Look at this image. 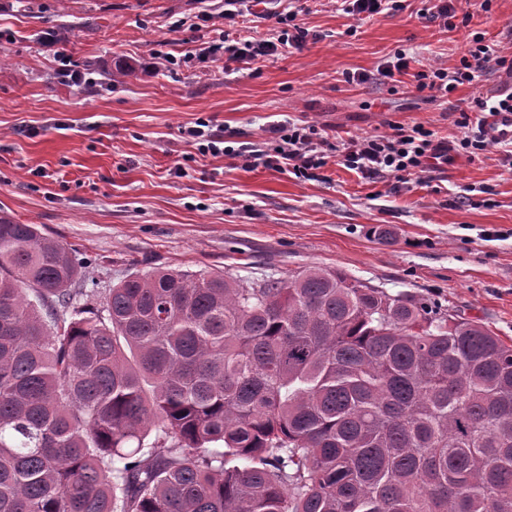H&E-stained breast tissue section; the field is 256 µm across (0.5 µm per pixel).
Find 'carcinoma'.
<instances>
[{"label":"carcinoma","instance_id":"carcinoma-1","mask_svg":"<svg viewBox=\"0 0 512 512\" xmlns=\"http://www.w3.org/2000/svg\"><path fill=\"white\" fill-rule=\"evenodd\" d=\"M0 512H512V344L317 266L89 288L0 218Z\"/></svg>","mask_w":512,"mask_h":512}]
</instances>
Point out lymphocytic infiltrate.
<instances>
[{
    "mask_svg": "<svg viewBox=\"0 0 512 512\" xmlns=\"http://www.w3.org/2000/svg\"><path fill=\"white\" fill-rule=\"evenodd\" d=\"M264 2L224 0V29L219 37L194 53L189 51L180 57L165 54V61L171 65H195L205 72L222 61L252 66L278 58L286 50L301 49L309 32L298 24L297 18L299 14L310 12L317 0H287L285 9L273 13L262 11ZM255 18L274 19L272 32L265 36L251 35L250 22ZM410 63L406 51L400 49L394 52L390 61L380 66L378 73L388 93H397L404 76L408 75L424 100L449 103V96L460 85L477 83L488 73L501 69L512 74V56L503 55L499 44L485 41L478 35L469 41L455 67L431 64L414 71ZM450 105L458 114L456 123L462 131L451 148L473 154L487 146L480 131L482 113L512 109V94L500 99L477 96L466 104ZM264 132L265 137L260 143L236 145L214 131L208 119L197 120L181 130L186 143L195 146L201 155L242 158L306 179L314 178L317 170L327 165L330 152L336 149L318 127L308 121H273ZM451 148L436 140L433 131L423 125L394 124L381 134L348 138L338 149L343 165L362 177L401 180L423 171L427 161L444 157Z\"/></svg>",
    "mask_w": 512,
    "mask_h": 512,
    "instance_id": "lymphocytic-infiltrate-1",
    "label": "lymphocytic infiltrate"
}]
</instances>
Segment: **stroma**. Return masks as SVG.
I'll use <instances>...</instances> for the list:
<instances>
[{
  "label": "stroma",
  "instance_id": "35a3bbf8",
  "mask_svg": "<svg viewBox=\"0 0 512 512\" xmlns=\"http://www.w3.org/2000/svg\"><path fill=\"white\" fill-rule=\"evenodd\" d=\"M458 0L469 27L442 32L413 8L357 24L334 0L301 16L303 49L259 69L217 63L199 73L164 62L224 28L174 32L202 0H0L7 66L0 68V216L39 225L88 262L107 288L132 271L224 270L285 277L331 267L434 311L480 321L512 344V166L502 146L399 181L328 164L316 180L203 156L179 129L196 119L257 143L271 121L313 122L366 136L419 123L453 142L456 113L388 94L377 69L396 50L455 66L473 35L512 49V0ZM356 27L347 36L348 27ZM56 32L58 46L43 44ZM92 86L61 82L62 61ZM348 72L367 74L361 85ZM392 231L388 241L373 225Z\"/></svg>",
  "mask_w": 512,
  "mask_h": 512
}]
</instances>
